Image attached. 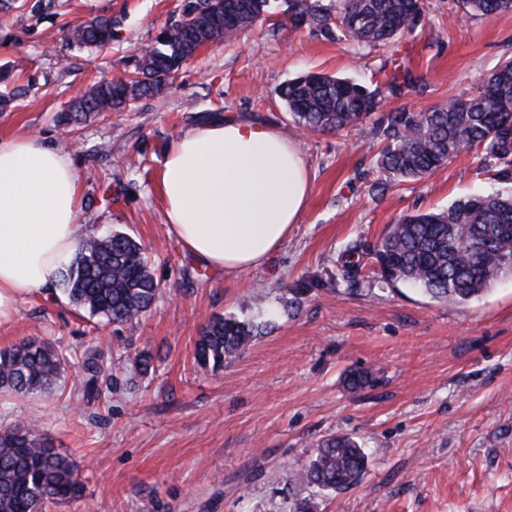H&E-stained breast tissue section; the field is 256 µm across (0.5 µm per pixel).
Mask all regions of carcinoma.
Returning a JSON list of instances; mask_svg holds the SVG:
<instances>
[{"label":"carcinoma","instance_id":"1","mask_svg":"<svg viewBox=\"0 0 512 512\" xmlns=\"http://www.w3.org/2000/svg\"><path fill=\"white\" fill-rule=\"evenodd\" d=\"M274 0H192L184 19L161 32L141 58L137 76L89 86L64 113L80 124L90 115L119 109L153 96L173 84L176 73L200 47L237 37L269 12ZM292 27H307L327 39L335 32L363 44L394 41L421 21V0H286ZM463 15L489 17L512 9V0H456ZM108 17L73 28L67 41L102 47L112 41ZM417 78L397 71L384 86L370 89L347 78L307 72L276 90L298 127L311 132L343 131L365 123L382 97L402 94ZM381 142L376 160L380 177L371 184L377 196L397 182L434 172L464 149L477 150L480 169L503 191L471 195L447 209L404 216L369 250L372 273L380 282L409 283L431 298L465 306L512 274V58L493 69L477 93L424 112H388L373 129ZM338 268L349 278L359 271L364 252L357 243L343 253ZM61 294L115 325L142 318L160 293L148 258L124 233L89 238L59 271ZM263 333V326L234 316H214L195 343L199 368L218 371ZM96 350L84 353L91 377L83 397L97 392L104 366ZM70 367L69 358L51 343L29 336L0 349V388L17 394H50ZM364 449L351 437L330 435L316 444L314 456L290 474L301 491H343L356 485L366 469ZM85 489L79 463L54 448L32 424L0 430V512H46L49 504L79 499Z\"/></svg>","mask_w":512,"mask_h":512}]
</instances>
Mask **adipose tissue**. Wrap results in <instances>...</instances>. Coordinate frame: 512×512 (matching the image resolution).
Returning <instances> with one entry per match:
<instances>
[{
  "mask_svg": "<svg viewBox=\"0 0 512 512\" xmlns=\"http://www.w3.org/2000/svg\"><path fill=\"white\" fill-rule=\"evenodd\" d=\"M165 227L184 251L232 276L287 241L310 192L305 161L277 128L217 117L171 141L160 167ZM77 174L58 148L0 138V326L51 287L85 234Z\"/></svg>",
  "mask_w": 512,
  "mask_h": 512,
  "instance_id": "obj_1",
  "label": "adipose tissue"
}]
</instances>
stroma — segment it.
Masks as SVG:
<instances>
[{
	"label": "stroma",
	"instance_id": "1",
	"mask_svg": "<svg viewBox=\"0 0 512 512\" xmlns=\"http://www.w3.org/2000/svg\"><path fill=\"white\" fill-rule=\"evenodd\" d=\"M184 0H11L0 8V73L19 95L0 111V137L57 147L78 176L89 235L120 231L140 244L162 286L139 322L116 326L59 299L23 302L0 348L28 336L83 354L100 348L98 399L81 362L51 395L0 392V427L39 422L83 467L81 499L49 512H295L292 470L331 434L353 437L368 465L343 492L310 491L314 512H512V277L459 306L413 286L344 282L336 259L375 243L388 225L487 191L475 153L372 194L369 126L338 133L295 127L277 88L306 71L382 85L406 59L420 88L383 111L443 106L476 93L512 56V11L458 18L454 0H425L416 30L364 46L260 20L237 40L202 47L164 92L75 128L60 115L91 84L135 74L157 31ZM116 20L103 49L71 46L69 30ZM281 130L299 148L311 193L288 240L257 269L227 277L186 254L165 230L160 160L168 144L210 115ZM307 283L300 308L284 300ZM233 315L268 327L218 372L197 368L201 327ZM151 355L148 372L133 361ZM369 382L353 389L351 373Z\"/></svg>",
	"mask_w": 512,
	"mask_h": 512
}]
</instances>
